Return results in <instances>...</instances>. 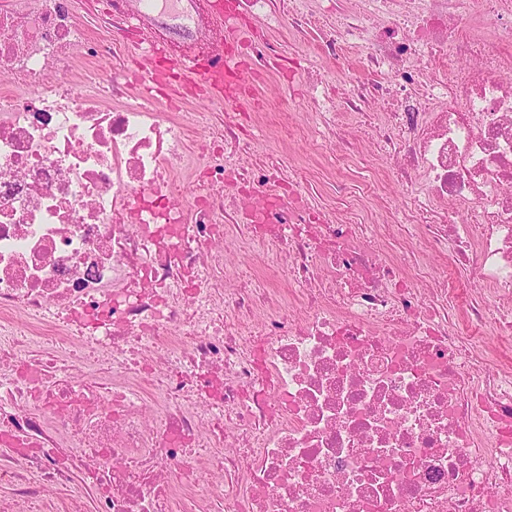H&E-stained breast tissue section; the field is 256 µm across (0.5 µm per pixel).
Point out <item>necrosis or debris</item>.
Here are the masks:
<instances>
[{"mask_svg": "<svg viewBox=\"0 0 512 512\" xmlns=\"http://www.w3.org/2000/svg\"><path fill=\"white\" fill-rule=\"evenodd\" d=\"M464 0H359L319 28L378 75L358 101L418 181L429 252L399 264L314 206L236 124L188 147L178 113L84 94L105 55L71 0H0V512L80 481L92 512H512V24L461 35ZM227 77L273 65L251 25L209 29ZM457 43L460 64L431 63ZM265 245L269 280H241Z\"/></svg>", "mask_w": 512, "mask_h": 512, "instance_id": "necrosis-or-debris-1", "label": "necrosis or debris"}]
</instances>
